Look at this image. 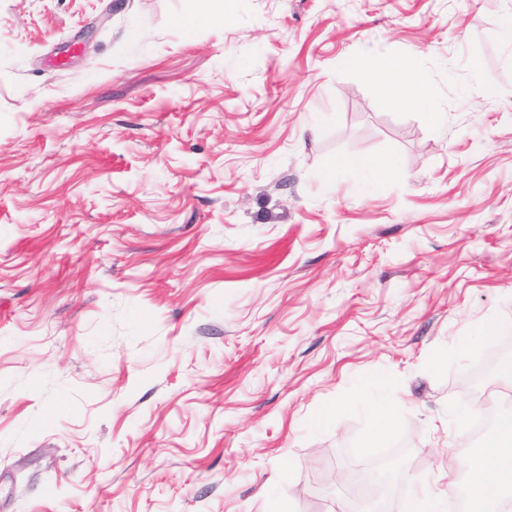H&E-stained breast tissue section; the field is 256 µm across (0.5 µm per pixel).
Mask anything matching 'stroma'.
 Segmentation results:
<instances>
[{
    "label": "stroma",
    "instance_id": "1",
    "mask_svg": "<svg viewBox=\"0 0 512 512\" xmlns=\"http://www.w3.org/2000/svg\"><path fill=\"white\" fill-rule=\"evenodd\" d=\"M193 7L0 0V512H405L512 405V0ZM215 1L217 0H197L195 10L179 17L177 24L191 31L201 26L224 23V9L222 13L217 12L214 8ZM376 81L382 96L397 107L418 108L437 121L439 112L430 107V94L422 76L395 61L360 64ZM391 432V410L386 404H379L376 408L374 424L367 435L364 448L370 450L379 447L380 441L389 436Z\"/></svg>",
    "mask_w": 512,
    "mask_h": 512
}]
</instances>
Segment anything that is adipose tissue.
Returning a JSON list of instances; mask_svg holds the SVG:
<instances>
[{"label": "adipose tissue", "mask_w": 512, "mask_h": 512, "mask_svg": "<svg viewBox=\"0 0 512 512\" xmlns=\"http://www.w3.org/2000/svg\"><path fill=\"white\" fill-rule=\"evenodd\" d=\"M382 96L393 105L428 112L431 120L438 113L430 109V94L422 76L394 61L367 65ZM470 483L465 512H505L512 503V412L497 415L493 432L467 450L465 465Z\"/></svg>", "instance_id": "ef3b65f1"}]
</instances>
